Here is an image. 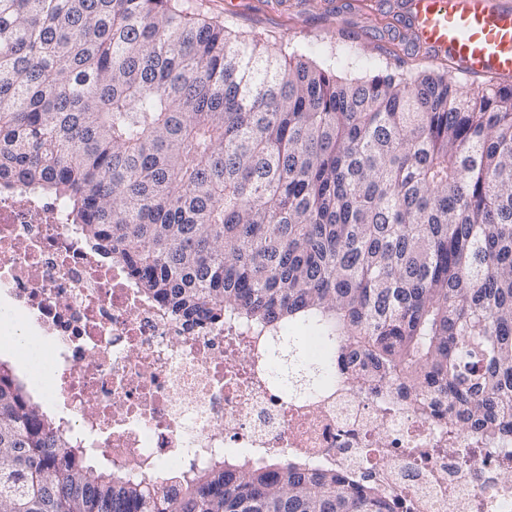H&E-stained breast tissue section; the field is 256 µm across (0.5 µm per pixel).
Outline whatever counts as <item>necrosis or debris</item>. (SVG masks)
I'll return each instance as SVG.
<instances>
[{"instance_id":"1","label":"necrosis or debris","mask_w":512,"mask_h":512,"mask_svg":"<svg viewBox=\"0 0 512 512\" xmlns=\"http://www.w3.org/2000/svg\"><path fill=\"white\" fill-rule=\"evenodd\" d=\"M0 289L40 352L61 426L141 478L236 455L291 456L374 485L393 512H512V435L489 445L424 391L357 388L328 362L293 391L269 328L176 320L119 258L90 249L58 200L0 190Z\"/></svg>"}]
</instances>
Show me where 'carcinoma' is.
<instances>
[{
    "instance_id": "cac0c4a2",
    "label": "carcinoma",
    "mask_w": 512,
    "mask_h": 512,
    "mask_svg": "<svg viewBox=\"0 0 512 512\" xmlns=\"http://www.w3.org/2000/svg\"><path fill=\"white\" fill-rule=\"evenodd\" d=\"M17 184L177 318L312 323L357 386L417 387L506 434L512 84L343 80L180 0H0V187ZM159 482L94 473L0 362V512H391L295 459L217 460L174 502Z\"/></svg>"
}]
</instances>
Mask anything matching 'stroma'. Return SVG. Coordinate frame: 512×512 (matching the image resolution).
<instances>
[{"label": "stroma", "mask_w": 512, "mask_h": 512, "mask_svg": "<svg viewBox=\"0 0 512 512\" xmlns=\"http://www.w3.org/2000/svg\"><path fill=\"white\" fill-rule=\"evenodd\" d=\"M401 0H186L192 11L234 33L302 54L337 75L369 79L390 54L410 74L446 72L448 62L430 57L398 15Z\"/></svg>", "instance_id": "stroma-1"}]
</instances>
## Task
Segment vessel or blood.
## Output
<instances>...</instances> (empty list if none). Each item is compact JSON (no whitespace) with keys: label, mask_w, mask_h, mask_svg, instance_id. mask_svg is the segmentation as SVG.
Here are the masks:
<instances>
[{"label":"vessel or blood","mask_w":512,"mask_h":512,"mask_svg":"<svg viewBox=\"0 0 512 512\" xmlns=\"http://www.w3.org/2000/svg\"><path fill=\"white\" fill-rule=\"evenodd\" d=\"M406 18L429 56L466 79L512 76V0H407Z\"/></svg>","instance_id":"vessel-or-blood-1"}]
</instances>
